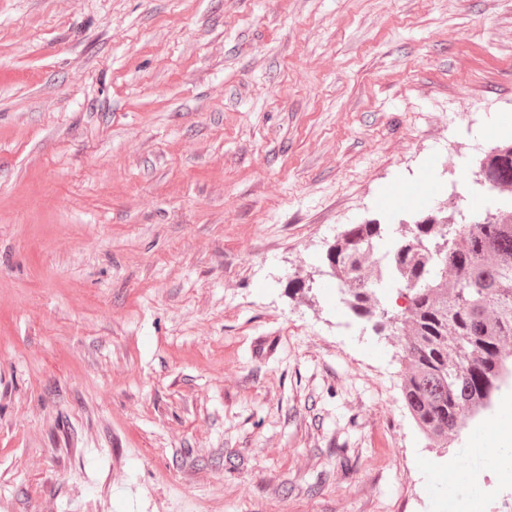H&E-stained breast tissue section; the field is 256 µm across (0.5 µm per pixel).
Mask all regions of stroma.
I'll use <instances>...</instances> for the list:
<instances>
[{
  "label": "stroma",
  "mask_w": 512,
  "mask_h": 512,
  "mask_svg": "<svg viewBox=\"0 0 512 512\" xmlns=\"http://www.w3.org/2000/svg\"><path fill=\"white\" fill-rule=\"evenodd\" d=\"M504 113L512 0H0V512H491L324 270Z\"/></svg>",
  "instance_id": "35a3bbf8"
}]
</instances>
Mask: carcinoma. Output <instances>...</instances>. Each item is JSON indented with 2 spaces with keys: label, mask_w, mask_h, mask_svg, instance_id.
Segmentation results:
<instances>
[{
  "label": "carcinoma",
  "mask_w": 512,
  "mask_h": 512,
  "mask_svg": "<svg viewBox=\"0 0 512 512\" xmlns=\"http://www.w3.org/2000/svg\"><path fill=\"white\" fill-rule=\"evenodd\" d=\"M473 184L488 192L481 210L430 214L403 225L391 263L409 305L397 314L376 295L367 256L382 224H350L327 250L343 299L358 317L402 328V394L419 431L448 444L469 408L485 405L506 371L512 341V142L487 155Z\"/></svg>",
  "instance_id": "1"
}]
</instances>
